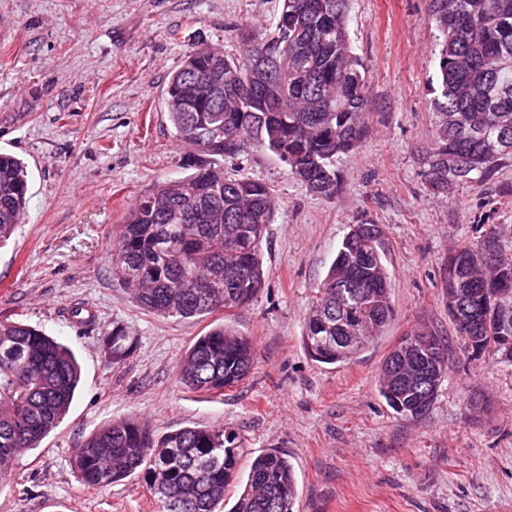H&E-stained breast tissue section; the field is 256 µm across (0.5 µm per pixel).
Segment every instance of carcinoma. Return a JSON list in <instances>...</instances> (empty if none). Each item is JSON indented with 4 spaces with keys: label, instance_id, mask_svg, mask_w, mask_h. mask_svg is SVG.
<instances>
[{
    "label": "carcinoma",
    "instance_id": "1",
    "mask_svg": "<svg viewBox=\"0 0 512 512\" xmlns=\"http://www.w3.org/2000/svg\"><path fill=\"white\" fill-rule=\"evenodd\" d=\"M349 0H282L269 30L242 38L243 51L188 53L166 88L184 178L158 183L128 210L111 250L112 277L141 306L162 317L201 318L253 300L264 288L261 245L277 210L266 184L224 172V158L266 147L292 175L325 196L339 184L337 161L368 130V84L354 52ZM439 32L437 137L425 158V182L490 178L512 160V0H429ZM24 164L0 153V244L26 207ZM479 240L448 257V291H469L467 310L448 312L465 351H491L512 364V318L498 300L512 297V224H482ZM378 225H350L328 275L316 286L303 344L317 362L348 364L393 321L391 285ZM338 336H361L345 347ZM427 338L421 350L448 364V347ZM112 361L132 348L124 327L106 337ZM252 341L223 323L183 357L179 381L190 390L222 392L243 381L255 362ZM81 378L73 352L22 323H0V474L19 453L37 447L69 412ZM380 392L398 414L424 417L438 387L424 376ZM243 441L224 427H186L156 436L137 418L114 420L91 434L72 458L89 488L142 478L160 512H220L238 478ZM297 480L288 458H255L228 512H293Z\"/></svg>",
    "mask_w": 512,
    "mask_h": 512
}]
</instances>
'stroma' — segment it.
<instances>
[{
	"instance_id": "1",
	"label": "stroma",
	"mask_w": 512,
	"mask_h": 512,
	"mask_svg": "<svg viewBox=\"0 0 512 512\" xmlns=\"http://www.w3.org/2000/svg\"><path fill=\"white\" fill-rule=\"evenodd\" d=\"M280 0H0V152L29 173L27 204L0 248V322H22L70 347L81 382L70 411L0 476V512H158L135 477L83 485L77 448L109 421L136 417L156 435L235 428L240 478L263 453L286 455L298 481L293 512H512V366L467 359L444 299L448 256L476 242L477 224H512V162L487 182L424 179L436 136L431 87L438 32L428 0H350L348 27L367 69L369 132L338 168L339 190L309 191L265 148L224 170L278 199L262 244L265 285L240 307L164 318L112 278L110 250L126 212L159 182L186 174L164 107L189 51L241 50L264 34ZM384 233L396 317L349 364L318 363L302 344L315 286L350 224ZM93 314L82 325L74 305ZM227 321L252 339L248 378L224 393L178 377L199 336ZM133 343L113 362L106 338ZM433 332L454 367L428 414H396L379 392L381 365L404 336Z\"/></svg>"
}]
</instances>
